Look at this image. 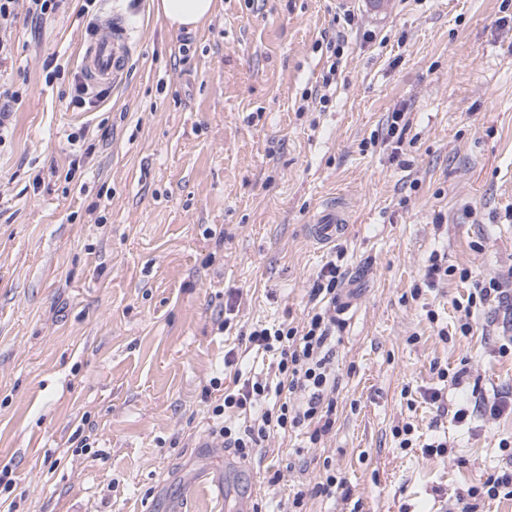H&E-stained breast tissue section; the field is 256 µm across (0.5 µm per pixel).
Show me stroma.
I'll use <instances>...</instances> for the list:
<instances>
[{
    "mask_svg": "<svg viewBox=\"0 0 512 512\" xmlns=\"http://www.w3.org/2000/svg\"><path fill=\"white\" fill-rule=\"evenodd\" d=\"M155 3L68 0L39 23L17 4L0 65L22 91L0 146V503L226 512L212 381L268 375L246 332L301 323L339 248L336 423L316 444L302 428L271 435L229 485L258 512H289L301 490L302 512H457L460 493L512 468V413L459 423L423 393L512 394V305L475 311L464 336L471 281L422 276L434 253L473 279L512 272V0H391L377 17L361 0H217L178 30ZM114 11L128 70L73 109L69 76ZM52 57L68 75L49 83ZM84 126L81 152L68 136ZM332 199L350 224L319 244L306 226ZM441 369L464 371L460 387ZM432 443L443 452L423 455ZM329 474L335 496L312 494Z\"/></svg>",
    "mask_w": 512,
    "mask_h": 512,
    "instance_id": "stroma-1",
    "label": "stroma"
}]
</instances>
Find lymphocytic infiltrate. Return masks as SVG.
Here are the masks:
<instances>
[{
    "mask_svg": "<svg viewBox=\"0 0 512 512\" xmlns=\"http://www.w3.org/2000/svg\"><path fill=\"white\" fill-rule=\"evenodd\" d=\"M336 327V313L324 307L311 312L303 326L288 323L252 328L250 347L278 354L277 381L244 379L241 386L225 391L211 414L227 447L248 457L270 433L299 426L311 427V441L320 440L333 425L336 390L330 380L325 348ZM307 394L306 405L290 408L296 394Z\"/></svg>",
    "mask_w": 512,
    "mask_h": 512,
    "instance_id": "obj_1",
    "label": "lymphocytic infiltrate"
}]
</instances>
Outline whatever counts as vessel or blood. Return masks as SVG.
Instances as JSON below:
<instances>
[{"mask_svg": "<svg viewBox=\"0 0 512 512\" xmlns=\"http://www.w3.org/2000/svg\"><path fill=\"white\" fill-rule=\"evenodd\" d=\"M131 51L130 30L125 19L110 17L104 34L90 43L82 57L84 79L96 87L112 83L125 72ZM348 218L336 203H328L312 219L309 228L313 240L328 243L335 240Z\"/></svg>", "mask_w": 512, "mask_h": 512, "instance_id": "vessel-or-blood-1", "label": "vessel or blood"}]
</instances>
